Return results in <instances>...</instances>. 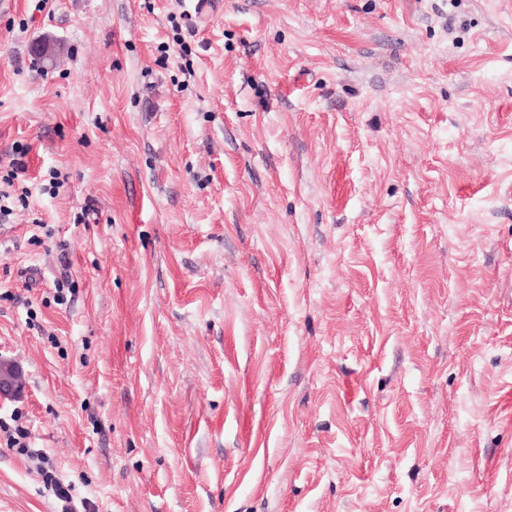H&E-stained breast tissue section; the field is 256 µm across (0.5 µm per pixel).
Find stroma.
I'll use <instances>...</instances> for the list:
<instances>
[{
	"mask_svg": "<svg viewBox=\"0 0 512 512\" xmlns=\"http://www.w3.org/2000/svg\"><path fill=\"white\" fill-rule=\"evenodd\" d=\"M34 5L0 512H512V0ZM25 388L22 368L14 361L0 359V400L20 396ZM16 436H15V435ZM14 434H10L7 438V448L10 450H16L20 455H25L32 460L43 462L44 456L39 449L29 448L27 439L29 438V432L23 427L17 426ZM38 471L45 485L52 490L56 499L61 503L62 512L76 511V506L73 504L72 488L70 484H63L52 472L41 466L38 467Z\"/></svg>",
	"mask_w": 512,
	"mask_h": 512,
	"instance_id": "35a3bbf8",
	"label": "stroma"
}]
</instances>
